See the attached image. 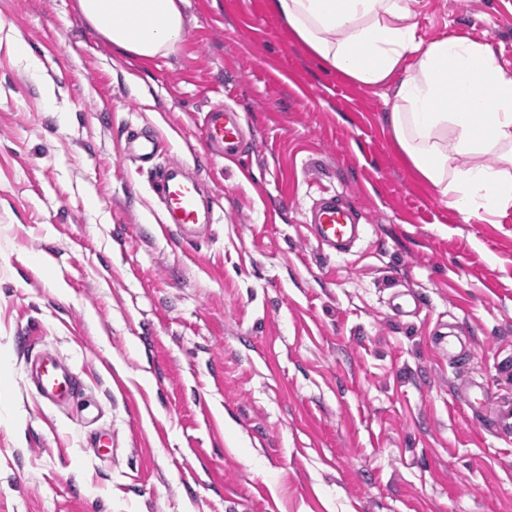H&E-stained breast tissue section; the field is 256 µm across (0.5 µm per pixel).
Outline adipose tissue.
Here are the masks:
<instances>
[{"label":"adipose tissue","instance_id":"ef3b65f1","mask_svg":"<svg viewBox=\"0 0 512 512\" xmlns=\"http://www.w3.org/2000/svg\"><path fill=\"white\" fill-rule=\"evenodd\" d=\"M183 2L79 0V8L116 51L148 60L182 41ZM415 2L269 0V8L350 81L376 86L407 66L386 121L421 178L467 219L512 208V70L486 43L419 39Z\"/></svg>","mask_w":512,"mask_h":512}]
</instances>
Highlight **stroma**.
<instances>
[{
    "instance_id": "obj_1",
    "label": "stroma",
    "mask_w": 512,
    "mask_h": 512,
    "mask_svg": "<svg viewBox=\"0 0 512 512\" xmlns=\"http://www.w3.org/2000/svg\"><path fill=\"white\" fill-rule=\"evenodd\" d=\"M417 36L489 44L512 68V0H418ZM175 53L126 59L78 0H0V512H512V441L464 405L512 399V209L464 220L385 115L406 76L358 85L268 0H185ZM55 90L47 111L45 86ZM225 103L245 161L212 155ZM161 134L217 216L155 226L126 130ZM343 196L364 224L325 256L306 222ZM422 301L408 306L409 297ZM453 332L461 367L433 346ZM78 373L43 406L27 360ZM203 138L209 149L228 161H239L250 144L240 112L223 105L213 106L205 113Z\"/></svg>"
}]
</instances>
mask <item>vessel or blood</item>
Instances as JSON below:
<instances>
[{
    "instance_id": "vessel-or-blood-1",
    "label": "vessel or blood",
    "mask_w": 512,
    "mask_h": 512,
    "mask_svg": "<svg viewBox=\"0 0 512 512\" xmlns=\"http://www.w3.org/2000/svg\"><path fill=\"white\" fill-rule=\"evenodd\" d=\"M203 138L209 149L229 161L239 160L249 149L240 113L223 105L211 107L206 112ZM127 144L129 156L140 166H153L160 145L154 134L144 129L129 130ZM155 191L163 206L160 230L166 232L176 228L183 237H191L200 222L202 205L197 182L184 175L182 165L173 163L160 171ZM309 223L321 248L333 254L348 252L359 237L354 211L333 196L322 198L314 205ZM33 362L38 399L51 406L62 405L77 388L76 375L64 371L56 356L45 352L37 354ZM488 429L495 434L512 437V400L494 408Z\"/></svg>"
}]
</instances>
